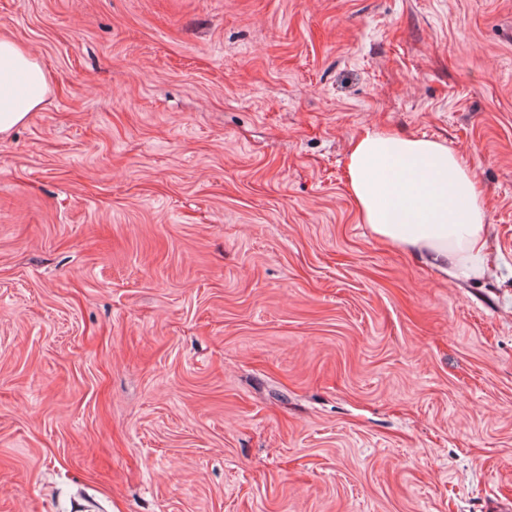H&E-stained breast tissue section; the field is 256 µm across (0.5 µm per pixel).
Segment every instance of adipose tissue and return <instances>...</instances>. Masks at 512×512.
Masks as SVG:
<instances>
[{"label":"adipose tissue","instance_id":"adipose-tissue-1","mask_svg":"<svg viewBox=\"0 0 512 512\" xmlns=\"http://www.w3.org/2000/svg\"><path fill=\"white\" fill-rule=\"evenodd\" d=\"M47 90L33 52L1 36L0 137L41 108ZM345 170L347 192L378 239L438 275H486V205L460 153L435 139L368 130L352 141Z\"/></svg>","mask_w":512,"mask_h":512}]
</instances>
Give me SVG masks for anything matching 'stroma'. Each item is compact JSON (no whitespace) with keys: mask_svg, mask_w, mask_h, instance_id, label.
Returning <instances> with one entry per match:
<instances>
[{"mask_svg":"<svg viewBox=\"0 0 512 512\" xmlns=\"http://www.w3.org/2000/svg\"><path fill=\"white\" fill-rule=\"evenodd\" d=\"M0 512L512 504V0H0ZM459 151L489 274L377 239L368 130ZM45 72L33 52L0 37V137L23 124L42 107L47 95Z\"/></svg>","mask_w":512,"mask_h":512,"instance_id":"35a3bbf8","label":"stroma"}]
</instances>
